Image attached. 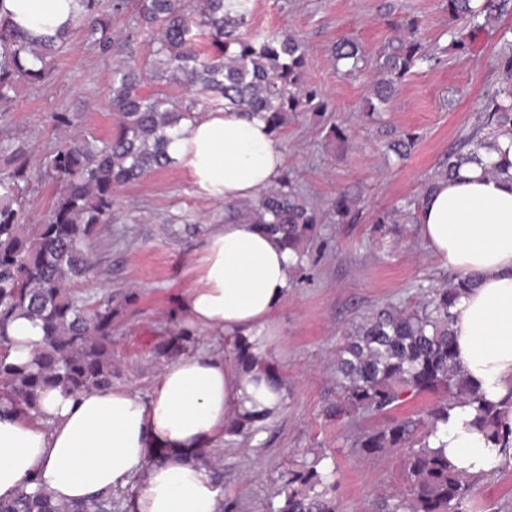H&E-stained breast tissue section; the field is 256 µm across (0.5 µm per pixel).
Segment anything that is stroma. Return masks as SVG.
Listing matches in <instances>:
<instances>
[{
    "label": "stroma",
    "instance_id": "1",
    "mask_svg": "<svg viewBox=\"0 0 512 512\" xmlns=\"http://www.w3.org/2000/svg\"><path fill=\"white\" fill-rule=\"evenodd\" d=\"M408 14L418 17L424 41L443 47L441 61L412 72L379 120L366 121L370 78L338 73L331 46L352 37L375 54ZM249 26L300 36L307 78L329 103L325 114L290 117L277 142L285 172L325 218L303 274L274 316L266 365L285 390L284 406L256 424L250 437L225 434L213 453L223 474L221 495L230 512H274L288 494L289 469L320 453L337 469L338 512H377L384 499L404 489L402 460L395 454L360 455L350 445L352 428L327 416V405L336 399V350L352 322L387 303H417L421 287L446 279L448 267L427 251L412 218L401 217L398 230L385 234L375 223L412 196L471 130L499 81L501 44L497 34L484 32L472 56L449 53L446 0H252ZM114 65L82 32H73L51 79L19 82L0 147L24 144L32 163H42L62 137L52 128L55 112L73 113L80 131L110 134L117 124L106 108ZM336 122L348 128L347 142L330 137ZM394 132L418 137L401 163L388 160L383 149ZM344 190L357 197V211L339 224L328 210ZM118 196L122 205L94 248L98 267L81 289L92 297L111 291L119 306L113 384L145 398L174 359L166 350L170 337L184 336L186 355L236 358L225 339L188 323L181 308L194 267L228 209L198 195L176 165L121 188ZM475 496L477 505L512 512V465L483 477Z\"/></svg>",
    "mask_w": 512,
    "mask_h": 512
}]
</instances>
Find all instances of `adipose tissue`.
Here are the masks:
<instances>
[{"label":"adipose tissue","mask_w":512,"mask_h":512,"mask_svg":"<svg viewBox=\"0 0 512 512\" xmlns=\"http://www.w3.org/2000/svg\"><path fill=\"white\" fill-rule=\"evenodd\" d=\"M75 9V0H0L18 29L38 35L69 29ZM168 151L200 195L227 203L255 199L284 166L267 123L240 112L198 114ZM417 223L432 255L477 277L453 309L455 347L485 397L504 401L512 392V177L465 165L436 183ZM291 262L290 250L257 225L217 227L184 309L191 324L244 345L249 368L196 354L171 362L146 398L112 386L46 391L39 420L0 419V500L14 499L33 477L74 501L136 480L134 512H222L203 458L223 444L230 418L282 406L283 390L263 360ZM472 416L468 406L451 412L452 462L473 475L512 464V447H488Z\"/></svg>","instance_id":"adipose-tissue-1"}]
</instances>
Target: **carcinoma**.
Segmentation results:
<instances>
[{"instance_id":"carcinoma-1","label":"carcinoma","mask_w":512,"mask_h":512,"mask_svg":"<svg viewBox=\"0 0 512 512\" xmlns=\"http://www.w3.org/2000/svg\"><path fill=\"white\" fill-rule=\"evenodd\" d=\"M81 11L71 30L57 36H34L15 29L0 15V123L8 121L19 81L43 82L54 75L59 53L71 31L78 29L106 56L119 57L112 71L106 102L119 117L104 138L74 133L64 137L47 157L45 170L56 178L52 204L37 224L26 223L27 189L36 169L27 151L11 145L9 167L0 168V409L35 418L43 393L65 394L112 385L114 304L112 294L82 295L80 285L93 268L91 246L104 225L112 223L117 190L173 164L168 146L184 121L198 108L248 112L268 121L279 135L288 113L328 110L318 90L306 83L307 55L303 42L276 30L247 29L251 0H78ZM451 21H462L469 33L449 32L450 49L471 54L483 30H495L512 13V0H447ZM136 15L135 31L148 37L150 67L123 56L129 43L110 31V15ZM418 20L404 19L394 38L377 53L373 65L372 97L365 111L374 115L387 106L404 78L437 56L418 36ZM214 52L201 50L202 40ZM343 75L361 71L360 44L341 38L331 47ZM498 86L486 99L468 133L465 151H451L407 200L416 212L436 182L451 178L464 162L481 163V153L497 136L512 131V42L505 39L497 55ZM180 87L189 97L178 99L163 90L143 91L144 79ZM415 146L407 134L387 148L405 158ZM354 198L345 191L332 204L336 223L347 221ZM263 230L280 235L298 261L290 272L303 269L307 243L314 237L317 212L301 196L293 180L279 176L276 186L262 192L240 213ZM474 285L470 276L454 274L444 284L429 287L412 306L386 304L372 310L345 331L336 358L339 396L326 408L338 421L381 417L383 422L360 433L353 447L366 456L386 452L402 455L406 485L380 512H475L473 485L478 478L458 469L445 448L431 445L449 411L469 405L470 422L494 443L512 439L503 429L502 404L481 397L466 380L454 343L452 309ZM37 322L44 342L31 361L11 355L10 327L18 318ZM423 393L440 395L432 406L401 416L391 412ZM315 455L297 470L288 471V495L279 512H336L334 473ZM114 493L89 502L65 501L48 488L22 487L15 499L0 501V512H112Z\"/></svg>"}]
</instances>
